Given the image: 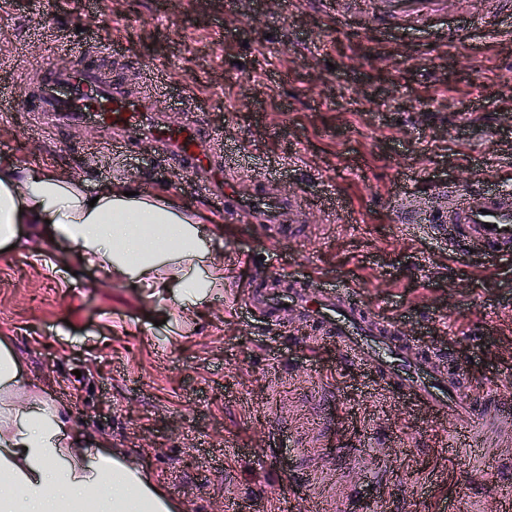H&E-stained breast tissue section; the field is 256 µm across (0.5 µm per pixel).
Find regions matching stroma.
I'll return each mask as SVG.
<instances>
[{
    "instance_id": "obj_1",
    "label": "stroma",
    "mask_w": 512,
    "mask_h": 512,
    "mask_svg": "<svg viewBox=\"0 0 512 512\" xmlns=\"http://www.w3.org/2000/svg\"><path fill=\"white\" fill-rule=\"evenodd\" d=\"M138 85L162 72L167 119L204 105L237 157L240 195L274 179L305 199L307 235L228 224L151 142L98 150L96 124L37 126L0 109V156L94 187L168 188L223 230L224 285L184 307L173 288L106 279L19 225L0 247V336L74 426L124 451L181 512H512V429L429 416L310 350L293 311L271 324L246 286L274 271L356 288L418 347L447 351L472 399L512 386V259L458 255L399 195L484 181L512 191V13L448 0L427 24L378 30L348 0H0V92L70 67L91 37Z\"/></svg>"
}]
</instances>
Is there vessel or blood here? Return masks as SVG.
Masks as SVG:
<instances>
[{
    "instance_id": "b4317fda",
    "label": "vessel or blood",
    "mask_w": 512,
    "mask_h": 512,
    "mask_svg": "<svg viewBox=\"0 0 512 512\" xmlns=\"http://www.w3.org/2000/svg\"><path fill=\"white\" fill-rule=\"evenodd\" d=\"M444 2L352 0L356 12L370 11L382 26L426 22L442 13ZM12 97L43 124L75 128L95 123L114 152L151 140L164 163L195 176L225 222L253 224L284 240L306 230L301 197L280 194L265 181L252 200L240 199L232 178L225 175L227 167L219 158L215 138L201 132L200 115L190 110L180 126L167 124L157 82L127 88L96 46L84 48L69 69L46 66L20 80ZM396 221L428 225L432 233L447 238L454 252L474 249L492 258L512 255V192L506 190L492 192L480 183L460 192L439 186L433 188L431 198H403ZM248 304L274 320L283 307L292 308L299 323L335 344L346 365H363L380 388L405 397L426 413L463 419V443L483 444L476 427L481 413L466 398L469 382L447 374L445 352L418 349L394 324L377 318L355 290L314 288L305 280L274 273L266 285L253 289Z\"/></svg>"
}]
</instances>
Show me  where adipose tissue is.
<instances>
[{
	"label": "adipose tissue",
	"instance_id": "ef3b65f1",
	"mask_svg": "<svg viewBox=\"0 0 512 512\" xmlns=\"http://www.w3.org/2000/svg\"><path fill=\"white\" fill-rule=\"evenodd\" d=\"M129 188L116 180L91 188L0 159V243L38 220L46 237L104 275L180 288L191 298L198 295L192 272L222 287L218 243L200 232L198 210L164 190L132 196ZM0 512H180V505L133 460L74 428L0 336Z\"/></svg>",
	"mask_w": 512,
	"mask_h": 512
}]
</instances>
